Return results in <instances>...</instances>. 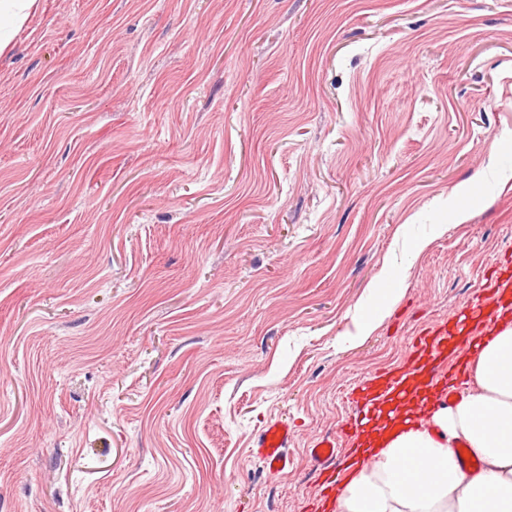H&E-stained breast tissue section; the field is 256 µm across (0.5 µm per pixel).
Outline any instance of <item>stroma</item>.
Wrapping results in <instances>:
<instances>
[{
  "instance_id": "obj_1",
  "label": "stroma",
  "mask_w": 512,
  "mask_h": 512,
  "mask_svg": "<svg viewBox=\"0 0 512 512\" xmlns=\"http://www.w3.org/2000/svg\"><path fill=\"white\" fill-rule=\"evenodd\" d=\"M506 277L512 0H37L0 54V512H314L352 388ZM400 298L401 295L398 292L384 293L379 298L369 296L364 304L369 310L373 311L372 316L356 322V333L337 337V343L343 346H354L370 336L390 314L392 308L398 304ZM291 429L288 424L274 421L268 423L258 434L252 454L262 461L272 473H282L292 465L288 455ZM345 451V448H338L335 439H323L316 442L312 448H309V457L311 461L317 467H321V472H331L328 476L326 482L327 484H332L334 481H330L333 478L334 470H332V465L336 457Z\"/></svg>"
}]
</instances>
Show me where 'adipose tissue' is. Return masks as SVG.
<instances>
[{
    "label": "adipose tissue",
    "instance_id": "1",
    "mask_svg": "<svg viewBox=\"0 0 512 512\" xmlns=\"http://www.w3.org/2000/svg\"><path fill=\"white\" fill-rule=\"evenodd\" d=\"M400 300L399 293L368 297L371 317L338 337L354 346L370 336ZM491 335L477 337L465 358L468 385L453 402L423 390L401 402L398 419L375 424L331 499V512H512V289L491 307ZM470 454L473 465L462 462Z\"/></svg>",
    "mask_w": 512,
    "mask_h": 512
}]
</instances>
